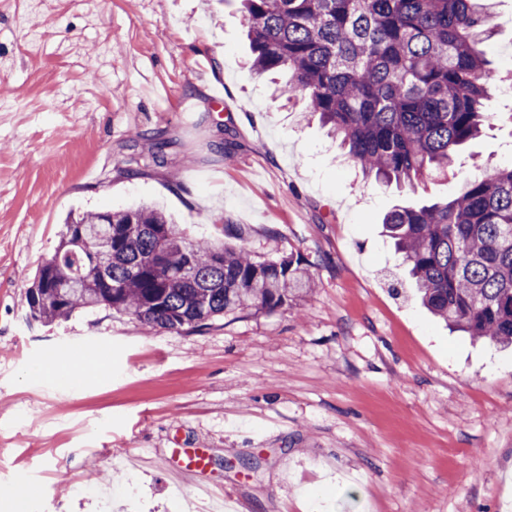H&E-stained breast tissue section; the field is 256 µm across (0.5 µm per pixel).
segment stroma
Listing matches in <instances>:
<instances>
[{
  "mask_svg": "<svg viewBox=\"0 0 512 512\" xmlns=\"http://www.w3.org/2000/svg\"><path fill=\"white\" fill-rule=\"evenodd\" d=\"M492 25L491 120L399 187L253 75L240 0H0V512L10 488L24 512H512V350L433 317L381 224L512 165V0ZM137 130L173 141L164 165ZM141 203L302 256L318 286L196 333L105 307L33 321L66 217ZM179 457L177 470L190 475L205 471L209 464V455L204 448L182 449L177 452Z\"/></svg>",
  "mask_w": 512,
  "mask_h": 512,
  "instance_id": "35a3bbf8",
  "label": "stroma"
}]
</instances>
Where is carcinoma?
I'll return each instance as SVG.
<instances>
[{"mask_svg":"<svg viewBox=\"0 0 512 512\" xmlns=\"http://www.w3.org/2000/svg\"><path fill=\"white\" fill-rule=\"evenodd\" d=\"M493 0H242L257 75L309 99L367 177L411 183L445 172L489 118ZM162 162L171 146L146 132ZM422 304L452 329L512 345V167L485 168L451 201L384 218ZM302 257L258 260L186 237L149 206L67 220L27 289L42 323L108 307L154 331H198L313 289Z\"/></svg>","mask_w":512,"mask_h":512,"instance_id":"carcinoma-1","label":"carcinoma"}]
</instances>
